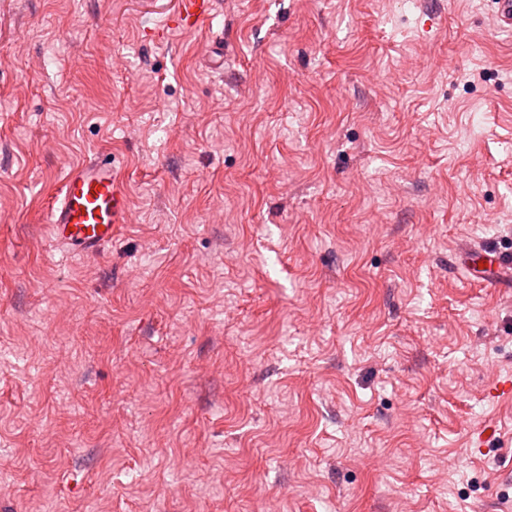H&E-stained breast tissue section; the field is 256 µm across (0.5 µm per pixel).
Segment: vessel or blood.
I'll return each mask as SVG.
<instances>
[{
  "label": "vessel or blood",
  "mask_w": 512,
  "mask_h": 512,
  "mask_svg": "<svg viewBox=\"0 0 512 512\" xmlns=\"http://www.w3.org/2000/svg\"><path fill=\"white\" fill-rule=\"evenodd\" d=\"M215 9V0H176L169 22L185 33L196 32ZM131 203L123 181L108 154H93L68 171L58 198L49 209L52 243L83 255L100 254L129 223ZM471 272L481 267L502 271L512 262L488 249L469 253Z\"/></svg>",
  "instance_id": "vessel-or-blood-1"
}]
</instances>
